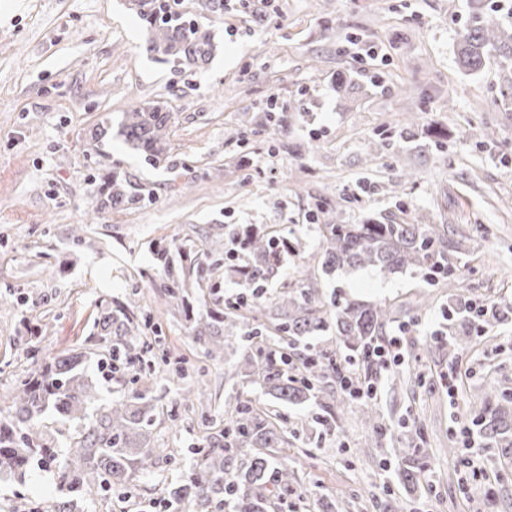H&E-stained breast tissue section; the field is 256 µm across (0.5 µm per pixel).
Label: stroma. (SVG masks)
<instances>
[{
    "label": "stroma",
    "mask_w": 512,
    "mask_h": 512,
    "mask_svg": "<svg viewBox=\"0 0 512 512\" xmlns=\"http://www.w3.org/2000/svg\"><path fill=\"white\" fill-rule=\"evenodd\" d=\"M470 0H228L212 19L218 45L205 69L189 72L143 53L147 31L127 0H0V394L48 353L85 352L96 403L129 392L98 366L93 322L101 302L162 318L147 329L187 378L167 368L148 388L159 414L150 436L160 456L122 493L84 498L82 512H159L204 444L240 401L269 408L286 434L288 466L305 494L297 512H372L371 498H397L403 512H512V460L467 445L489 386L509 395L512 321L494 346L449 345L447 311L457 303L512 308V64L491 59L467 73L455 62L456 34ZM277 100L280 124L267 121ZM166 102L172 167H152L120 137L94 145L104 114ZM422 135L397 137L407 114ZM444 131L441 144L425 129ZM492 138H485V131ZM119 167L137 207L96 211L100 178ZM414 168L398 184L397 169ZM346 223L422 212L453 229L448 284L413 269L312 270L306 287L325 304L348 300L390 307L411 323L405 362L371 366L380 412L375 428L344 412V430L312 420V405H282L244 381L238 345L206 357L160 284L154 250L179 234L194 249H229L241 224L288 228L305 254L320 250L319 207ZM83 225L74 239L75 225ZM425 309H417L420 297ZM202 385L208 405L187 411L182 393ZM183 422L172 432L170 413ZM415 451L416 487L399 475L394 449ZM459 448L462 460L449 457ZM480 459L485 477L468 465ZM57 465L33 464L26 479L0 478V512L65 495Z\"/></svg>",
    "instance_id": "1"
}]
</instances>
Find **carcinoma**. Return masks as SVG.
Returning <instances> with one entry per match:
<instances>
[{
	"mask_svg": "<svg viewBox=\"0 0 512 512\" xmlns=\"http://www.w3.org/2000/svg\"><path fill=\"white\" fill-rule=\"evenodd\" d=\"M129 6L148 31L145 52L155 61L174 69L204 67L216 51L214 35L205 24L212 15L224 13V0H197L205 12H181L170 0H128ZM458 64L468 72L484 68L492 57L512 61V11L501 10L472 0L471 22L457 33ZM172 113L159 101L143 102L123 113L117 135L124 143L157 165L169 161L167 132ZM141 198L126 191L118 169L103 177L97 198L98 210L132 207ZM400 210L386 222L367 219L345 224L342 213L321 209L320 258L322 272L330 276L336 269L372 267L383 274L416 268L426 278H445L451 271L450 252L454 248L445 224H424L423 216ZM232 248L224 259L209 252L197 253L185 243L177 245L179 259L167 249L156 253L164 268L162 285L170 303L184 315L196 341L211 359L224 357L227 337L246 342L238 362L239 371L261 386L264 394L283 404L302 405L314 401L320 412L312 419L322 426H340L338 410L352 400L327 391L336 378L335 354L307 347L296 351L301 338L334 326L349 358H358L383 335L394 321L385 305L348 301L329 323L325 303L304 288V280L282 284L272 298L262 294L269 280L278 275L286 255H294L299 242L283 230L266 224H242L232 230ZM237 279L251 290V298L224 311L219 295L220 273ZM210 297L207 314L195 315L188 303V289ZM151 323L147 315L133 320L119 307L106 305L94 320L98 343L109 355L108 366H130V382L135 384L151 372L139 348L144 329ZM82 355L57 354L34 373L18 378L12 393L1 398L7 406L8 423H0V473L23 478L30 463L56 453L54 438L43 432L41 420L54 411L82 424L81 431L66 446L68 465L59 474L72 498L45 507L42 512H77L78 500L94 489L124 490L140 473L155 464L156 450L149 447L150 427L156 406L144 391L121 395L91 417L88 404L96 399L97 388L82 370ZM484 436L512 455V416L500 405L485 411ZM283 433L261 407L242 401L227 413L224 427L206 444L193 449L191 471L181 484L170 490L167 505H181L171 512H270L272 502L288 505V498H301L295 487L288 459L273 466L274 458L265 449L280 448ZM393 454L402 464L401 477L408 483L418 479L415 459L407 448Z\"/></svg>",
	"mask_w": 512,
	"mask_h": 512,
	"instance_id": "cac0c4a2",
	"label": "carcinoma"
}]
</instances>
